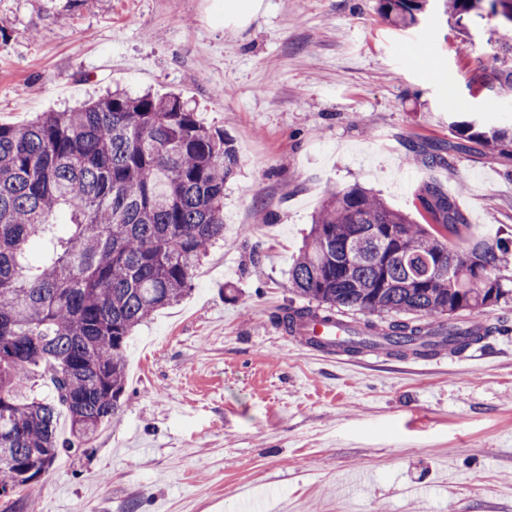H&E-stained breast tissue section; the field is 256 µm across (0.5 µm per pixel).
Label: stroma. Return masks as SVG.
Here are the masks:
<instances>
[{
  "label": "stroma",
  "mask_w": 512,
  "mask_h": 512,
  "mask_svg": "<svg viewBox=\"0 0 512 512\" xmlns=\"http://www.w3.org/2000/svg\"><path fill=\"white\" fill-rule=\"evenodd\" d=\"M219 0H0V123L116 88L176 94L238 155L224 240L191 291L126 348L121 414L61 452L14 512H512V333L484 350L359 360L292 342L288 268L330 190L417 216L444 185L471 235L512 240V158L453 122L512 124L499 18L416 26L379 0H264L228 29ZM441 152L447 165L428 164Z\"/></svg>",
  "instance_id": "1"
}]
</instances>
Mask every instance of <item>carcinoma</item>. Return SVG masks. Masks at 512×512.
Wrapping results in <instances>:
<instances>
[{
	"label": "carcinoma",
	"mask_w": 512,
	"mask_h": 512,
	"mask_svg": "<svg viewBox=\"0 0 512 512\" xmlns=\"http://www.w3.org/2000/svg\"><path fill=\"white\" fill-rule=\"evenodd\" d=\"M498 0H446L456 20ZM426 0H379L399 27L419 24ZM512 86V64L483 83ZM456 132L512 156V127ZM238 165L224 133L178 96L115 89L69 112L0 124V500L36 482L62 448L78 450L117 417L134 329L190 290L194 268L224 238V184ZM426 226L354 184L333 190L288 271L307 303L275 317L291 332L337 312L352 352H464L478 337L462 312L487 316L512 289L500 272L512 241L479 237L457 251L467 219L441 187L419 197ZM64 213L68 220L57 223ZM387 313L379 324L372 315ZM52 396L22 392L34 372ZM71 436L59 439V409Z\"/></svg>",
	"instance_id": "1"
}]
</instances>
